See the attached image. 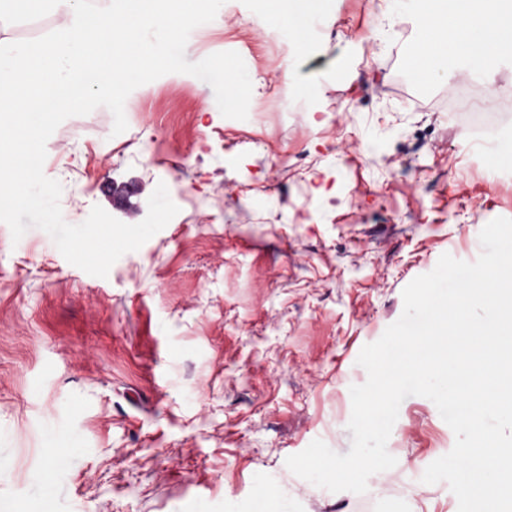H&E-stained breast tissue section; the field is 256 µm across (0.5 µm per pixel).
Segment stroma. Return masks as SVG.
<instances>
[{"instance_id": "1", "label": "stroma", "mask_w": 512, "mask_h": 512, "mask_svg": "<svg viewBox=\"0 0 512 512\" xmlns=\"http://www.w3.org/2000/svg\"><path fill=\"white\" fill-rule=\"evenodd\" d=\"M414 0H327L300 39L266 0H226L195 28L196 62L238 52L244 120L170 73L60 124L44 173L66 222L93 206L133 224L165 183L178 214L107 277L0 223V512H458L426 467L455 435L406 398L367 493H332L288 456L351 446L357 357L442 254L472 262L512 218V120L473 131L441 101L465 84L512 95V55L409 65Z\"/></svg>"}]
</instances>
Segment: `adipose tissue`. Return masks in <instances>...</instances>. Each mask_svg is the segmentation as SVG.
<instances>
[{"label": "adipose tissue", "instance_id": "adipose-tissue-1", "mask_svg": "<svg viewBox=\"0 0 512 512\" xmlns=\"http://www.w3.org/2000/svg\"><path fill=\"white\" fill-rule=\"evenodd\" d=\"M416 20L425 33L411 59L419 67L458 47L485 65L512 53V0H422Z\"/></svg>", "mask_w": 512, "mask_h": 512}]
</instances>
